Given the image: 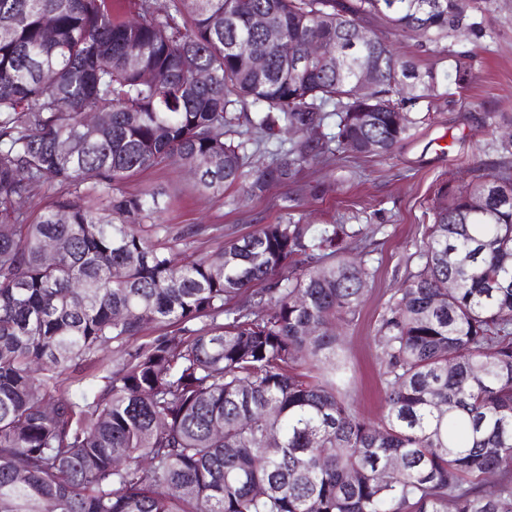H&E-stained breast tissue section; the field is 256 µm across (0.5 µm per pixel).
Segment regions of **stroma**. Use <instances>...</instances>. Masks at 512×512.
Masks as SVG:
<instances>
[{
  "mask_svg": "<svg viewBox=\"0 0 512 512\" xmlns=\"http://www.w3.org/2000/svg\"><path fill=\"white\" fill-rule=\"evenodd\" d=\"M475 15L483 27L479 38L450 37L432 47L421 37L390 34L397 51L421 68L451 72L462 54L474 75L464 87L449 85L430 121L390 155L340 152L329 163L311 166L255 197L241 183L225 188L220 197L196 193L193 175L174 164L149 169L123 185L127 192L145 185L158 189L160 216L174 230L220 224L229 239L289 213L307 224L368 229L374 277L358 321L341 339L354 377L350 402L370 420L384 410L377 366L379 320L415 268L410 256L432 220L430 206L438 189L470 182L474 164L512 157L501 148L512 131V0H475Z\"/></svg>",
  "mask_w": 512,
  "mask_h": 512,
  "instance_id": "1",
  "label": "stroma"
}]
</instances>
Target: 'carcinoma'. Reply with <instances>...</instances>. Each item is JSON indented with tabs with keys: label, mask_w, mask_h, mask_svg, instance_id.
Instances as JSON below:
<instances>
[{
	"label": "carcinoma",
	"mask_w": 512,
	"mask_h": 512,
	"mask_svg": "<svg viewBox=\"0 0 512 512\" xmlns=\"http://www.w3.org/2000/svg\"><path fill=\"white\" fill-rule=\"evenodd\" d=\"M256 13L343 66L290 63ZM366 18L432 43L482 32L471 0H0V512H512V166L438 190L379 321L377 421L336 336L369 288L363 229L285 218L177 262L215 228L174 233L160 192L120 190L172 162L203 193L260 195L339 150L391 153L448 76L378 35L353 45ZM254 132L275 148L252 172ZM150 325L171 334L137 342ZM107 347L98 383L59 393Z\"/></svg>",
	"instance_id": "cac0c4a2"
}]
</instances>
